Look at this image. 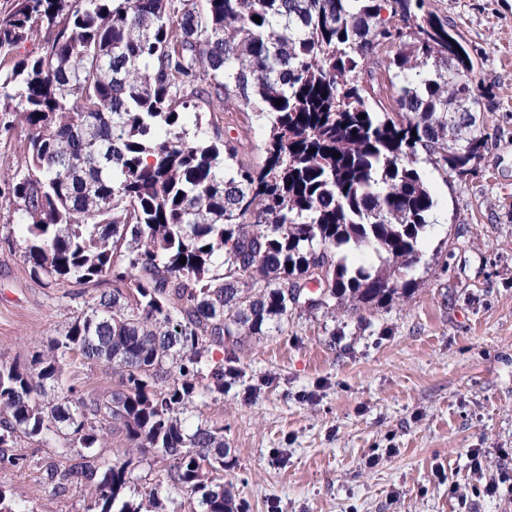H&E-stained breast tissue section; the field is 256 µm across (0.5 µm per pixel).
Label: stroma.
Masks as SVG:
<instances>
[{"mask_svg": "<svg viewBox=\"0 0 512 512\" xmlns=\"http://www.w3.org/2000/svg\"><path fill=\"white\" fill-rule=\"evenodd\" d=\"M475 64L484 147L464 176L422 170L436 201L412 290L380 306L299 309L282 330L209 349L233 369L196 399L193 420L224 430L220 477L247 512H512V0H431ZM202 128L263 162L265 126L226 102L199 104ZM84 301L43 284L0 243V364L26 362ZM109 397L94 362L66 373ZM485 453L481 472L470 451ZM24 468L0 466V491L31 512H86L89 487L44 478L50 448L23 439ZM498 483L490 495L486 486Z\"/></svg>", "mask_w": 512, "mask_h": 512, "instance_id": "obj_1", "label": "stroma"}]
</instances>
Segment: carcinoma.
<instances>
[{"instance_id":"1","label":"carcinoma","mask_w":512,"mask_h":512,"mask_svg":"<svg viewBox=\"0 0 512 512\" xmlns=\"http://www.w3.org/2000/svg\"><path fill=\"white\" fill-rule=\"evenodd\" d=\"M38 33L41 51L15 58ZM456 45L427 0H15L0 112L22 116L27 145L4 182L20 221L4 240L40 280L112 289L29 364L0 365V448H55L45 479L94 485L88 512H161L156 487L128 500L148 461L186 492L170 512L241 509L209 477L224 428L187 417L224 393L209 347L281 331L288 286L317 269L322 307L409 289L435 208L421 163L461 176L483 148L475 65ZM382 56L389 109L361 79ZM198 100L255 113L260 167L201 133ZM345 247L377 262L349 265ZM79 358L119 375L111 399L65 385ZM114 430L128 448L102 464L90 449Z\"/></svg>"}]
</instances>
